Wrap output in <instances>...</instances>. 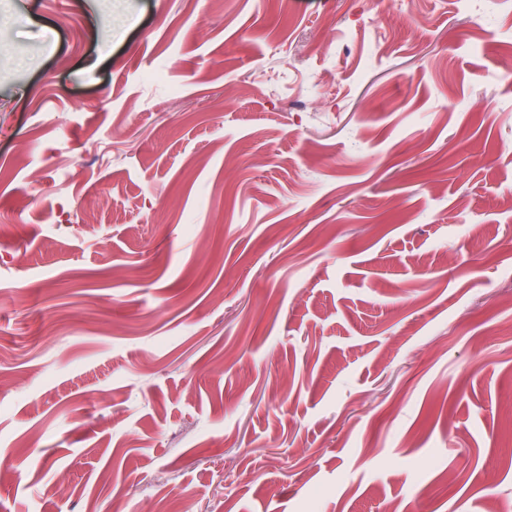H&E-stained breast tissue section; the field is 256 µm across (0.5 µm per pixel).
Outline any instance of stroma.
Returning <instances> with one entry per match:
<instances>
[{"label": "stroma", "instance_id": "35a3bbf8", "mask_svg": "<svg viewBox=\"0 0 512 512\" xmlns=\"http://www.w3.org/2000/svg\"><path fill=\"white\" fill-rule=\"evenodd\" d=\"M511 64L463 0H0V512L512 505Z\"/></svg>", "mask_w": 512, "mask_h": 512}]
</instances>
